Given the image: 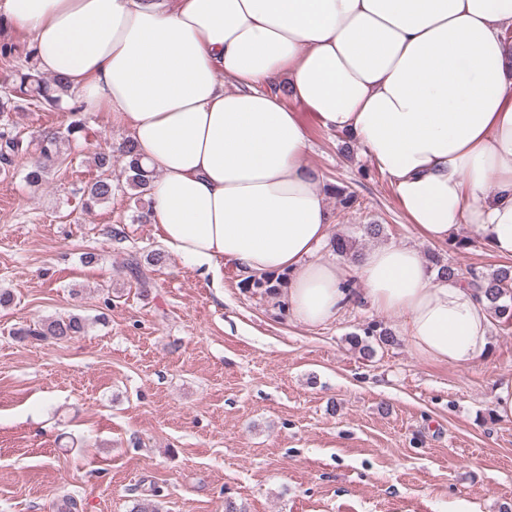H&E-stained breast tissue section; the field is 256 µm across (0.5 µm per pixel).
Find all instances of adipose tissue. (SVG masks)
Instances as JSON below:
<instances>
[{
    "label": "adipose tissue",
    "mask_w": 512,
    "mask_h": 512,
    "mask_svg": "<svg viewBox=\"0 0 512 512\" xmlns=\"http://www.w3.org/2000/svg\"><path fill=\"white\" fill-rule=\"evenodd\" d=\"M0 20L128 129L158 237L213 287L228 263L284 272L303 325L364 299L403 317L425 361L487 354L488 303L415 246L323 258L324 183L284 99L358 142L424 240L464 230L512 259V0H0Z\"/></svg>",
    "instance_id": "1"
}]
</instances>
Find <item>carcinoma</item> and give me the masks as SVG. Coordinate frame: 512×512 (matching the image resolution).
Wrapping results in <instances>:
<instances>
[{
    "instance_id": "1",
    "label": "carcinoma",
    "mask_w": 512,
    "mask_h": 512,
    "mask_svg": "<svg viewBox=\"0 0 512 512\" xmlns=\"http://www.w3.org/2000/svg\"><path fill=\"white\" fill-rule=\"evenodd\" d=\"M9 90L0 94V166L6 168L12 165L14 158L28 150L29 146H36L40 158L48 161L58 157L62 146L79 141L84 123L73 120L60 129H49L39 134L32 142L24 141L19 133L9 124L8 114L14 97L26 96L31 104L42 109L59 110L62 108L63 98L71 95L70 86L62 77L45 79L36 69L28 67L20 69L14 74ZM122 155L126 158V182L130 189L141 195L150 189L155 175L143 168L136 156L135 145L132 139L124 141ZM112 197V180L102 178L94 181L83 191V206L90 210L93 206ZM438 277L448 279L469 275L471 285L478 288L480 293L490 304L493 318L504 331L512 329V266L501 267L490 275L478 274L473 270L465 273L452 267L442 260H435ZM288 284V273L254 274L248 276L244 286L256 293L275 297L280 294L281 288ZM86 329V320L79 315H69L65 318L49 319L37 326L27 328L20 335L33 341H42L52 338L65 341L82 334ZM349 344L363 354L374 351V345H392L396 342L390 330L380 323H372L364 329V336L353 334L348 337Z\"/></svg>"
}]
</instances>
